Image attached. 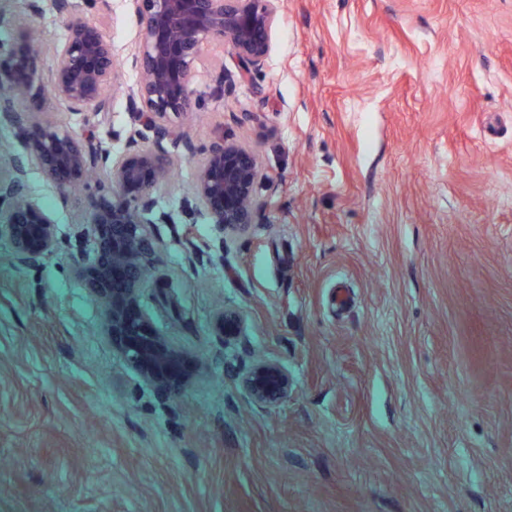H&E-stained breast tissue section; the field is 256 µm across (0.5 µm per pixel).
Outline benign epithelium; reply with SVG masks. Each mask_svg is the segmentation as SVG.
Returning <instances> with one entry per match:
<instances>
[{
  "instance_id": "7a95c632",
  "label": "benign epithelium",
  "mask_w": 512,
  "mask_h": 512,
  "mask_svg": "<svg viewBox=\"0 0 512 512\" xmlns=\"http://www.w3.org/2000/svg\"><path fill=\"white\" fill-rule=\"evenodd\" d=\"M139 25L138 79L128 91L130 112L156 139L171 135L170 123L192 110L190 75L200 45L207 39L229 45L245 81L267 60L280 0H132ZM64 20L66 38L52 58V92L82 116L83 129L40 125L33 116L43 108L35 86L42 52L31 35L0 45V126L12 130L19 148L0 154V244L15 267H35L71 245L80 258L72 273L105 308L103 335L112 337L126 361L163 391L173 387L180 355L155 332L141 313L146 288L165 276L155 262L156 239L146 215L152 212L153 188L164 175V158L130 138L115 153L98 127L112 108L117 64L112 43L100 22L87 18L80 0H52ZM204 155L193 197L201 203L217 235L188 255L224 260V231L252 224L261 182L253 154L220 135L202 148ZM37 167L63 196L87 193L89 222L77 225L74 243L27 188ZM238 320L222 313L217 336L232 334ZM260 403L278 400L288 377L259 365L244 379Z\"/></svg>"
}]
</instances>
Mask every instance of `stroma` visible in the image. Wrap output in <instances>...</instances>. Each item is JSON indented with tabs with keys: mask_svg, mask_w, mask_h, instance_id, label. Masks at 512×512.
Masks as SVG:
<instances>
[{
	"mask_svg": "<svg viewBox=\"0 0 512 512\" xmlns=\"http://www.w3.org/2000/svg\"><path fill=\"white\" fill-rule=\"evenodd\" d=\"M110 3L119 150L139 26ZM190 90L143 140L168 168L143 312L182 380L161 395L112 346L71 254L0 255V512H512V0H281L250 81L206 40ZM220 135L273 182L192 262ZM28 189L62 237L88 221L38 169ZM260 363L276 402L244 385ZM253 398L260 403L278 400L288 390V377L279 370L258 365L244 379Z\"/></svg>",
	"mask_w": 512,
	"mask_h": 512,
	"instance_id": "35a3bbf8",
	"label": "stroma"
}]
</instances>
